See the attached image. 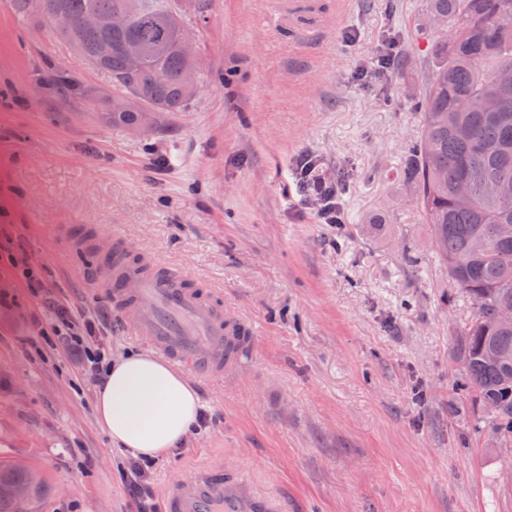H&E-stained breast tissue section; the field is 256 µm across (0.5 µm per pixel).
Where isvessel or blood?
<instances>
[{"label":"vessel or blood","mask_w":512,"mask_h":512,"mask_svg":"<svg viewBox=\"0 0 512 512\" xmlns=\"http://www.w3.org/2000/svg\"><path fill=\"white\" fill-rule=\"evenodd\" d=\"M103 285L130 323V332L147 338L153 348L196 374L233 370L238 354L225 353L238 343L242 323L225 314L184 283L181 272L157 261L143 264L128 256L122 242L98 254ZM163 512H284L276 498H251L235 489L220 468H195L168 482Z\"/></svg>","instance_id":"obj_1"}]
</instances>
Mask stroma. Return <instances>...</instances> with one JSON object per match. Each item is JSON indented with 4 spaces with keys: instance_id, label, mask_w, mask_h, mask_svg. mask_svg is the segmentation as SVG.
I'll return each mask as SVG.
<instances>
[{
    "instance_id": "stroma-1",
    "label": "stroma",
    "mask_w": 512,
    "mask_h": 512,
    "mask_svg": "<svg viewBox=\"0 0 512 512\" xmlns=\"http://www.w3.org/2000/svg\"><path fill=\"white\" fill-rule=\"evenodd\" d=\"M174 2L200 92L136 135L101 121L103 74L0 0L7 248L49 268L56 299L108 315L113 356L150 346L99 293L66 228L184 271L253 336L232 374L186 373L207 420L157 458L155 490L220 464L286 512H512V452L486 447L470 400L451 390L455 291L402 177L420 114L418 73L397 60L438 38L415 29L424 0ZM60 71L85 95L58 90ZM303 154L338 180L340 223L302 203ZM2 292L0 460L43 475L38 512H135L117 472L125 451L96 416L98 384L75 358L38 350L53 309L6 267Z\"/></svg>"
}]
</instances>
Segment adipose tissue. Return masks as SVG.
<instances>
[{"mask_svg":"<svg viewBox=\"0 0 512 512\" xmlns=\"http://www.w3.org/2000/svg\"><path fill=\"white\" fill-rule=\"evenodd\" d=\"M95 407L113 444L146 459L179 448L200 412L198 395L186 379L144 352L112 362Z\"/></svg>","mask_w":512,"mask_h":512,"instance_id":"obj_1","label":"adipose tissue"}]
</instances>
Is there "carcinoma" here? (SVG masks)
<instances>
[{"mask_svg": "<svg viewBox=\"0 0 512 512\" xmlns=\"http://www.w3.org/2000/svg\"><path fill=\"white\" fill-rule=\"evenodd\" d=\"M35 1L55 38L110 79L112 91L101 101L107 124L130 131L146 106L182 112L192 101L180 76L196 62L178 47L183 23L171 0H137L130 27L120 32L81 23L91 11L109 14L128 0H16V5L28 11ZM432 16L448 20L452 36H441L419 66L422 120L406 174L431 226L435 258L461 298L463 315L452 347L463 371L461 386L481 407L493 409L475 430L491 432L511 448L512 323L500 322L497 311L512 307V197L494 196L488 187L512 183V87L497 81L498 72L512 69V0H426L417 26L427 28ZM107 40L111 51L101 57ZM133 40L154 48L135 70L126 60ZM158 67L168 72L163 84L154 80ZM30 478L29 468L0 463V512H34L46 486L26 503L14 496Z\"/></svg>", "mask_w": 512, "mask_h": 512, "instance_id": "cac0c4a2", "label": "carcinoma"}]
</instances>
